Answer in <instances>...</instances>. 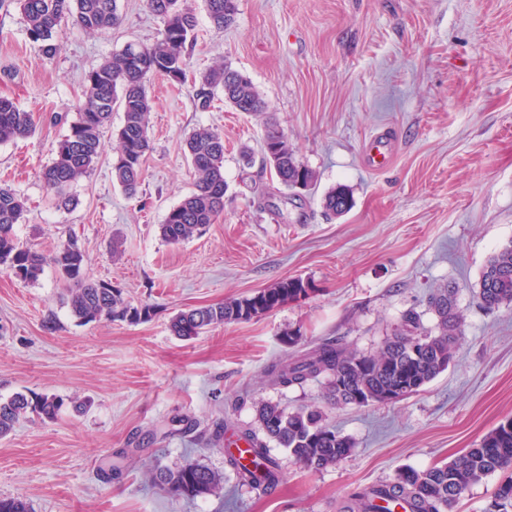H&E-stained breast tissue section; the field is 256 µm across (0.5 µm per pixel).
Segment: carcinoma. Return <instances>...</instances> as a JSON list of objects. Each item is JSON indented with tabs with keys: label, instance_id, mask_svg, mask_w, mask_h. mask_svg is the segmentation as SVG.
<instances>
[{
	"label": "carcinoma",
	"instance_id": "carcinoma-1",
	"mask_svg": "<svg viewBox=\"0 0 512 512\" xmlns=\"http://www.w3.org/2000/svg\"><path fill=\"white\" fill-rule=\"evenodd\" d=\"M151 12L163 20V28L150 44H127L112 53L84 80L78 117L56 146L55 161L45 167L41 178L60 207L72 199L67 188L85 177L104 152L103 132L112 124V111L118 104L124 114L117 133L118 146L112 160V180L128 197L138 194L143 163L150 150L149 120L152 111L147 80L162 75L171 83L187 82L188 47L196 40L198 19L189 0H146ZM207 15L218 29L232 25L237 0H204ZM30 39L42 52L57 51L58 31L71 24L87 32L110 30L120 22L117 0H18ZM193 87L199 107H211L215 92L238 112L253 115L267 111L268 104L253 82L228 64H217L199 74ZM35 131L33 114L14 100L0 96V144L24 139ZM184 152L194 176V190L169 209L160 235L180 244L224 213V137L215 129L199 128L188 135ZM265 165L285 189L309 187L316 172L299 164L288 139L271 125L263 141ZM324 206L334 215L351 207L347 187L339 185L325 198ZM26 200L14 189L0 185V267L24 282H35L51 263L72 287L67 304L71 315L81 323L112 320L145 321L153 307H132L118 290L96 282L86 270V257L77 241L69 240L46 257L18 240L16 226L25 221ZM309 285L301 279H286L253 296L193 308L176 314L171 331L190 339L204 330L224 323L247 321L308 295ZM478 300L487 309L512 305V241L496 251L485 264L480 279ZM436 316L434 331L419 332L420 316L410 311L403 316L402 328L375 354H361L339 340H326L312 351L291 360L275 362L266 370L270 380L280 386L302 385L321 376L327 380V399L338 405L365 407L386 402L385 395L395 388L420 389L448 368L455 348L464 335L465 316L460 310L455 288L440 290L430 298ZM420 340L419 356L412 345ZM69 406L75 414L88 404L74 398L69 402L55 395L29 397L16 393L0 401V438L15 430L29 413L55 420ZM256 419L264 438L248 429L238 434L245 444L239 455L228 454L227 462L240 481L255 488L278 484L281 472L270 455L266 441L288 450L304 467L323 470L353 448L352 442L336 429L322 423L321 412L301 407L288 411L276 403L260 401ZM500 473L502 478L485 512H512V418L498 423L474 447L442 466L426 470L405 468L390 480L356 490L343 501L339 512H453L456 503L474 484ZM153 483L178 497L197 498L215 495L222 489V477L208 466L190 461L177 469L158 467Z\"/></svg>",
	"mask_w": 512,
	"mask_h": 512
}]
</instances>
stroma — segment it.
I'll return each instance as SVG.
<instances>
[{
    "label": "stroma",
    "instance_id": "1",
    "mask_svg": "<svg viewBox=\"0 0 512 512\" xmlns=\"http://www.w3.org/2000/svg\"><path fill=\"white\" fill-rule=\"evenodd\" d=\"M191 4L189 76L228 63L252 80L268 113L220 99L202 110L192 86L151 78L138 197L112 181L117 107L101 160L68 188L73 206L61 208L40 173L77 117L85 76L127 42H152L163 23L146 0H118L122 21L112 31L66 27L48 57L16 0H0V96L36 118L32 136L0 145V179L29 209L18 238L43 253L77 239L92 278L131 306L154 308L146 322L81 324L53 266L34 283L0 268V399L90 401L78 417L28 414L0 440V498L25 499L32 512H337L353 489L446 463L512 417V306L488 310L477 298L487 260L512 241V0H237L225 30L212 26L204 0ZM269 120L317 174L301 194L262 163ZM200 127L224 136V215L170 244L159 226L193 189L183 149ZM381 135L392 152L366 168L365 150ZM339 185L353 204L330 217L323 199ZM288 278L307 282L309 294L192 340L169 329L178 311ZM448 285L466 316L464 336L448 369L419 392L334 406L324 383L285 388L267 377L271 363L328 338L377 352L410 310L433 329L429 297ZM261 400L320 410L351 452L313 471L276 447L279 483L265 492L242 484L224 448L257 429ZM189 461L223 476L219 494L186 500L154 487L156 467Z\"/></svg>",
    "mask_w": 512,
    "mask_h": 512
}]
</instances>
